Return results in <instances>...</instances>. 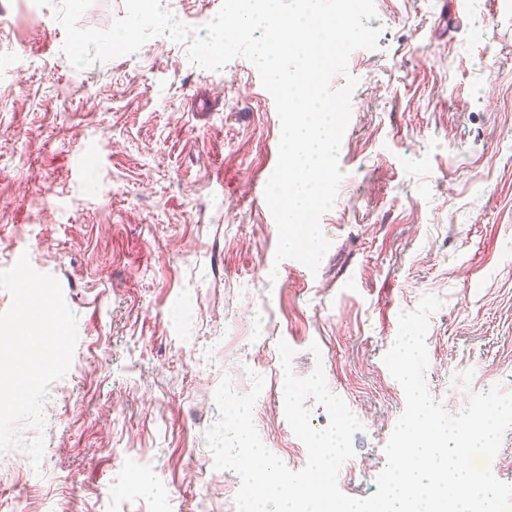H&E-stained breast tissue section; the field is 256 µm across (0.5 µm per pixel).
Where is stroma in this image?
Here are the masks:
<instances>
[{
    "label": "stroma",
    "instance_id": "35a3bbf8",
    "mask_svg": "<svg viewBox=\"0 0 512 512\" xmlns=\"http://www.w3.org/2000/svg\"><path fill=\"white\" fill-rule=\"evenodd\" d=\"M445 2L375 0L313 272L274 261L280 120L252 62L208 71L157 36L79 70L54 7L0 0V270L27 254L78 330L44 428L0 451V512H237L240 478L205 441L222 379L262 377V443L290 470L308 460L282 340L363 424L338 486L371 496L406 408L383 356L427 294L432 399L454 415L512 393V0Z\"/></svg>",
    "mask_w": 512,
    "mask_h": 512
}]
</instances>
